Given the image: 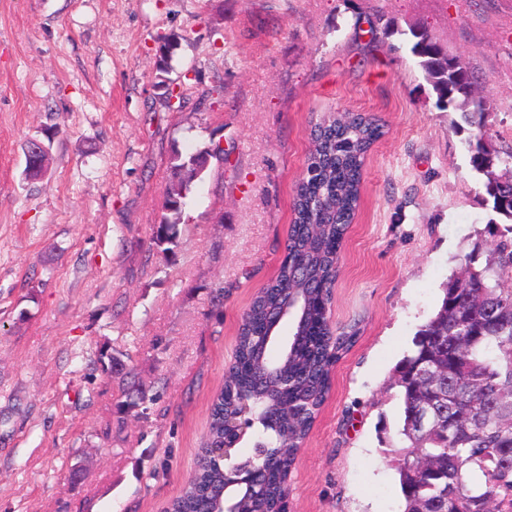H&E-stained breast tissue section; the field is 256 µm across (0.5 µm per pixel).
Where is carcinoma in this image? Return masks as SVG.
Returning <instances> with one entry per match:
<instances>
[{"instance_id":"obj_1","label":"carcinoma","mask_w":512,"mask_h":512,"mask_svg":"<svg viewBox=\"0 0 512 512\" xmlns=\"http://www.w3.org/2000/svg\"><path fill=\"white\" fill-rule=\"evenodd\" d=\"M411 54L437 94V104L453 109L478 130L485 113L467 105L476 81L459 57L448 53L427 30H411ZM177 43L159 46L158 64L169 71ZM384 135L372 115L343 112L313 131L318 158L313 175L295 187L294 219L285 249L288 257L254 297L244 314L237 344L222 387L214 395L197 466L168 512H284L287 472L308 435L331 387V371L355 336H333L324 314L337 276L336 257L360 196L367 152ZM473 169L485 177L483 188L500 223L489 225L499 241L484 266L471 253L465 278L450 275L439 309L413 339V348L395 368L400 388L399 449L395 469L404 512H512V177L495 172L512 164L505 154L477 139L471 146ZM179 183L167 189L152 242L177 246L194 168L174 150L170 157ZM302 298L300 323L287 341L264 344L270 314L290 294ZM98 363L105 373L121 375L111 349L102 347ZM436 401V429L415 431L413 420L423 400ZM138 389L119 402L122 413L144 403ZM249 407L255 417L254 443L231 462H254L265 479L257 496L226 488L228 466L212 452L224 447L227 424ZM426 458L431 468L419 470Z\"/></svg>"}]
</instances>
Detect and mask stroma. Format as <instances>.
I'll list each match as a JSON object with an SVG mask.
<instances>
[{"mask_svg": "<svg viewBox=\"0 0 512 512\" xmlns=\"http://www.w3.org/2000/svg\"><path fill=\"white\" fill-rule=\"evenodd\" d=\"M425 28L512 150V0H0V512H166L195 466L241 318L277 273L315 123L375 116L329 316L355 343L288 477V512H403L394 369L491 212L473 128L386 24ZM187 73L168 105L167 38ZM53 129L42 179L30 139ZM224 148L156 247L172 150ZM109 345L150 396L123 415ZM83 466L80 481L69 474Z\"/></svg>", "mask_w": 512, "mask_h": 512, "instance_id": "35a3bbf8", "label": "stroma"}]
</instances>
